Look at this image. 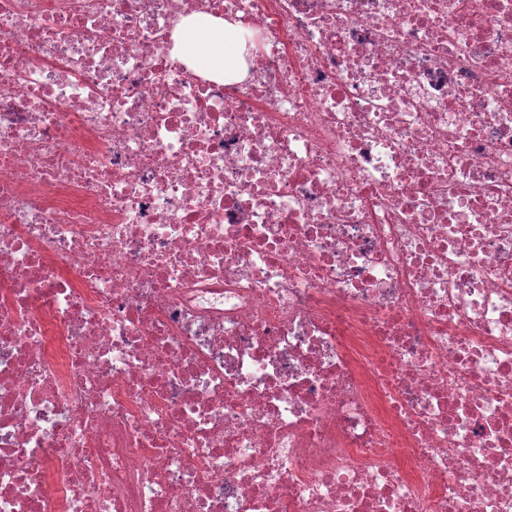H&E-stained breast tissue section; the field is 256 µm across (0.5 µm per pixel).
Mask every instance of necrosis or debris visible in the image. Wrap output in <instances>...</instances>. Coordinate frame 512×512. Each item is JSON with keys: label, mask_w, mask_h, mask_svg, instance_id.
<instances>
[{"label": "necrosis or debris", "mask_w": 512, "mask_h": 512, "mask_svg": "<svg viewBox=\"0 0 512 512\" xmlns=\"http://www.w3.org/2000/svg\"><path fill=\"white\" fill-rule=\"evenodd\" d=\"M0 512H512V0H0ZM244 48L243 31L239 26L197 15L186 19L181 25L175 53L190 56L213 74L229 79L244 66Z\"/></svg>", "instance_id": "1"}]
</instances>
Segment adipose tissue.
Here are the masks:
<instances>
[{"label": "adipose tissue", "instance_id": "ef3b65f1", "mask_svg": "<svg viewBox=\"0 0 512 512\" xmlns=\"http://www.w3.org/2000/svg\"><path fill=\"white\" fill-rule=\"evenodd\" d=\"M242 29L209 16L186 19L177 36L175 52L219 76L239 73L244 66Z\"/></svg>", "mask_w": 512, "mask_h": 512}]
</instances>
